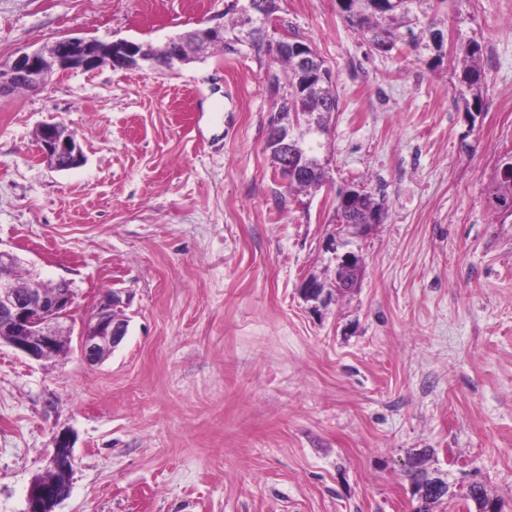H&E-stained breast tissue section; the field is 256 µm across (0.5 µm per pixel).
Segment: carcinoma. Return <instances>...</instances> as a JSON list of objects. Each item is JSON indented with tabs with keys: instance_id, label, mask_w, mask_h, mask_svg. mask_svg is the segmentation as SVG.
Listing matches in <instances>:
<instances>
[{
	"instance_id": "obj_1",
	"label": "carcinoma",
	"mask_w": 512,
	"mask_h": 512,
	"mask_svg": "<svg viewBox=\"0 0 512 512\" xmlns=\"http://www.w3.org/2000/svg\"><path fill=\"white\" fill-rule=\"evenodd\" d=\"M422 0H396L386 11L374 7V0H338L345 19L352 27L361 30L373 45L387 46L392 49L399 43L408 44L413 51L420 52L435 47L439 50L443 43V34L436 28V18H426L419 31L411 27L410 14L416 4ZM230 16V22L224 25V43L221 48L230 50L228 41L236 35L239 17L231 9L224 10ZM249 51L260 61L286 69L287 89L277 107L279 112L296 114V125L288 131L294 159L288 160V167L281 169L288 178V188L298 192L317 191L327 182L326 167L312 161L310 154L321 148V141L312 137L309 124L315 122L321 134L329 130L332 115L339 111L336 95V83L329 69L324 67L320 58L312 61L314 70L324 69L325 75H316L315 88L306 90L300 87L304 76L296 73L295 58L281 51L277 41L259 39ZM482 46L470 37L457 36L450 56V65L458 78V94L464 100L465 110H470V101H480L482 69ZM497 187L489 199L491 209L497 214L512 216V178L496 176ZM386 218L384 198H376L366 191L361 199L343 211H336L338 224H381ZM411 485L416 487L431 480L428 471L423 468L422 459L415 457L409 470Z\"/></svg>"
}]
</instances>
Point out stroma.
I'll return each instance as SVG.
<instances>
[{
    "label": "stroma",
    "instance_id": "obj_1",
    "mask_svg": "<svg viewBox=\"0 0 512 512\" xmlns=\"http://www.w3.org/2000/svg\"><path fill=\"white\" fill-rule=\"evenodd\" d=\"M224 2L0 0V65L63 37L160 48ZM437 21L483 48L472 110L447 51H381L336 0H280L278 34L339 98L311 193L266 148L280 95L250 55L0 94V249L21 278L68 282L78 315L130 299L101 364L74 340L48 361L0 345V512H25L62 430L76 465L54 512H416L417 453L452 491L429 512H462L475 482L512 512V217L486 206L512 153V0H448ZM49 121L80 166L41 161ZM347 185L384 196V223H336ZM348 252L364 273L338 294ZM310 278L330 298L304 299Z\"/></svg>",
    "mask_w": 512,
    "mask_h": 512
}]
</instances>
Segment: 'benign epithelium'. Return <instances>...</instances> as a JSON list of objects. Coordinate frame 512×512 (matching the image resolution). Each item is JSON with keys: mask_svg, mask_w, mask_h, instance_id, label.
Wrapping results in <instances>:
<instances>
[{"mask_svg": "<svg viewBox=\"0 0 512 512\" xmlns=\"http://www.w3.org/2000/svg\"><path fill=\"white\" fill-rule=\"evenodd\" d=\"M243 22L231 49L250 45L256 39L270 37L268 28L256 24V18L268 15L271 0H261V6L249 4ZM224 41V27L215 25L195 29L170 40V54L166 67L183 64L207 52L214 42ZM285 51H292L302 70L311 67L312 50L294 43H283ZM151 58L142 46L134 41L103 42L98 39L76 37L61 38L48 52L41 50L20 54L7 70L0 69V93L24 83L33 87L44 84L46 74L53 70H93L102 63L112 68H136ZM40 154L51 168L61 171L73 168L82 161L83 154L74 136L60 122L41 125L37 132ZM361 255L347 252L337 263L341 272L361 269ZM17 259L0 251V342H5L16 352L34 360H49L63 354L76 322L75 293L69 283L60 281L47 289L38 277H31L25 290L13 280L12 270ZM126 301L115 291L103 295L95 313L81 321L78 347L90 365L101 362L123 340L127 332V319L123 311ZM53 453L47 471L35 478L27 493L26 512H54V507L68 495L75 466L73 442L70 434L60 431L53 436Z\"/></svg>", "mask_w": 512, "mask_h": 512, "instance_id": "benign-epithelium-1", "label": "benign epithelium"}]
</instances>
